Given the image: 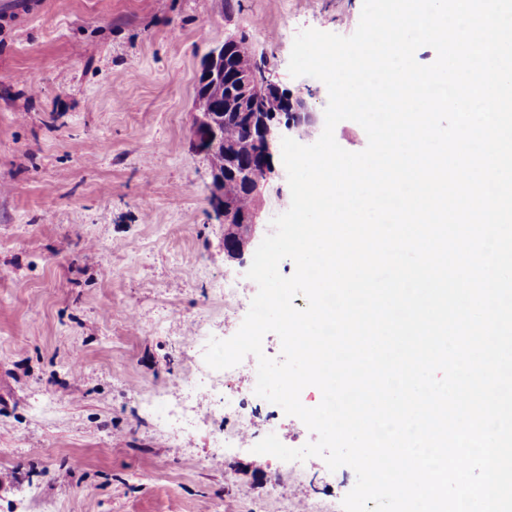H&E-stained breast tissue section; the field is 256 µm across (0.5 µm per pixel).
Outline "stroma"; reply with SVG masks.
<instances>
[{
	"mask_svg": "<svg viewBox=\"0 0 512 512\" xmlns=\"http://www.w3.org/2000/svg\"><path fill=\"white\" fill-rule=\"evenodd\" d=\"M363 0H0V512H342L356 482L312 457L282 466L192 441L149 411L197 353L234 335L252 254L229 259L192 152L200 61L246 35L279 85L324 112L325 84L292 77L296 35L342 36ZM261 221L285 212L282 160ZM298 448L297 417L256 421Z\"/></svg>",
	"mask_w": 512,
	"mask_h": 512,
	"instance_id": "1",
	"label": "stroma"
}]
</instances>
